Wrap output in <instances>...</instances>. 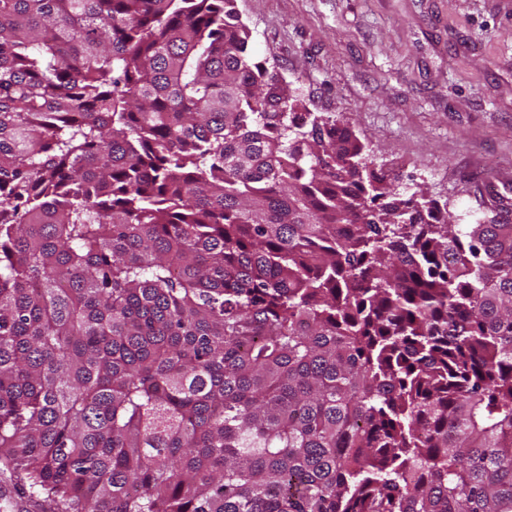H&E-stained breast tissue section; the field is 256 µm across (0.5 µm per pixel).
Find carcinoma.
Listing matches in <instances>:
<instances>
[{
    "mask_svg": "<svg viewBox=\"0 0 512 512\" xmlns=\"http://www.w3.org/2000/svg\"><path fill=\"white\" fill-rule=\"evenodd\" d=\"M511 204L402 194L236 0H0V463L58 512H512Z\"/></svg>",
    "mask_w": 512,
    "mask_h": 512,
    "instance_id": "1",
    "label": "carcinoma"
}]
</instances>
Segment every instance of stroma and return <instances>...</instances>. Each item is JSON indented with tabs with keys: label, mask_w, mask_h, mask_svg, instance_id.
<instances>
[{
	"label": "stroma",
	"mask_w": 512,
	"mask_h": 512,
	"mask_svg": "<svg viewBox=\"0 0 512 512\" xmlns=\"http://www.w3.org/2000/svg\"><path fill=\"white\" fill-rule=\"evenodd\" d=\"M252 50L459 223L512 188V0H237Z\"/></svg>",
	"instance_id": "stroma-1"
}]
</instances>
